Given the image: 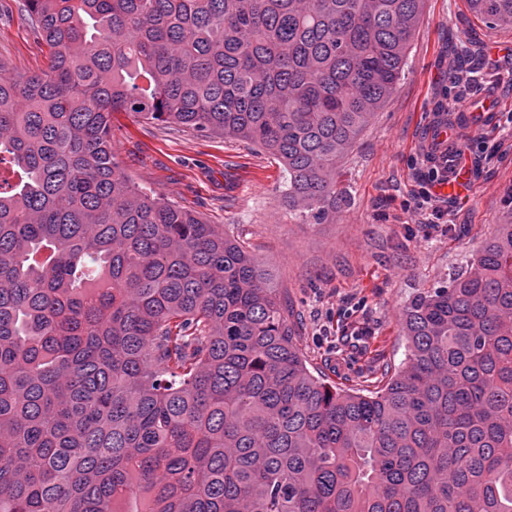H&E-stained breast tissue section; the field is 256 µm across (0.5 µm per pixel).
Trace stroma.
Returning <instances> with one entry per match:
<instances>
[{
    "label": "stroma",
    "mask_w": 512,
    "mask_h": 512,
    "mask_svg": "<svg viewBox=\"0 0 512 512\" xmlns=\"http://www.w3.org/2000/svg\"><path fill=\"white\" fill-rule=\"evenodd\" d=\"M490 42H512V31L477 22L466 0H425L405 74L341 161L349 197L324 224L289 220L282 164L246 140L116 112L115 160L135 185L243 241L287 306L310 371L366 394L406 358L407 303L466 270L495 226L512 222V58L483 66ZM47 57L17 0H0V64L34 73ZM491 96L490 118L449 122L448 110ZM443 123L472 180L468 194L442 198L447 223L428 224L417 204Z\"/></svg>",
    "instance_id": "35a3bbf8"
}]
</instances>
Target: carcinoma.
<instances>
[{
    "label": "carcinoma",
    "instance_id": "carcinoma-1",
    "mask_svg": "<svg viewBox=\"0 0 512 512\" xmlns=\"http://www.w3.org/2000/svg\"><path fill=\"white\" fill-rule=\"evenodd\" d=\"M422 7L19 0L48 66L0 65V512H512V224L407 304L383 389L338 391L243 244L112 152L114 112L248 140L322 224Z\"/></svg>",
    "mask_w": 512,
    "mask_h": 512
}]
</instances>
